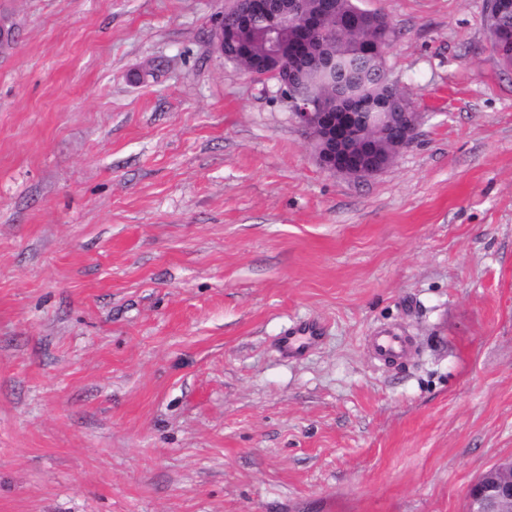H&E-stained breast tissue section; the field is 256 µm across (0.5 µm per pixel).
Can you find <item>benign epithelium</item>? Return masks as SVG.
<instances>
[{"label":"benign epithelium","instance_id":"obj_1","mask_svg":"<svg viewBox=\"0 0 512 512\" xmlns=\"http://www.w3.org/2000/svg\"><path fill=\"white\" fill-rule=\"evenodd\" d=\"M276 14L271 6V0H251L250 9L243 13L238 20L239 28L248 29L258 18L264 19L269 25ZM288 16L304 33L311 35L322 25V19L306 11L304 0H288ZM299 55H284L277 49L268 59L253 65L251 77L256 80L268 76H278V67L287 63L288 78L279 82L281 90L286 92L293 115L301 129L309 136L314 144L316 159L326 170L347 174L354 178H368L388 167L381 160H359L358 166L351 169L343 167L344 158L356 145L341 137V132L354 129V122L359 116L357 112H337L332 101H315L302 98L292 92L296 76L295 65ZM369 64L377 71L378 82L384 89L390 91L395 85L389 79L385 64L380 62L378 45H373ZM305 66L329 70L336 67V60L329 50L316 46L314 53L305 60ZM404 130L394 143V155H399L413 142L421 113H404ZM467 512H512V461L501 462L481 475L468 490Z\"/></svg>","mask_w":512,"mask_h":512}]
</instances>
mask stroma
I'll return each instance as SVG.
<instances>
[{"instance_id":"obj_1","label":"stroma","mask_w":512,"mask_h":512,"mask_svg":"<svg viewBox=\"0 0 512 512\" xmlns=\"http://www.w3.org/2000/svg\"><path fill=\"white\" fill-rule=\"evenodd\" d=\"M225 5L0 0V512H466L512 457L486 0H360L423 114L365 179L216 51ZM298 336H285L281 342V349L288 355H294L304 345L319 342L322 338L321 328L315 324L305 325L295 333ZM409 346L407 336L393 329H382L371 336L369 349L379 361H392L402 357Z\"/></svg>"}]
</instances>
